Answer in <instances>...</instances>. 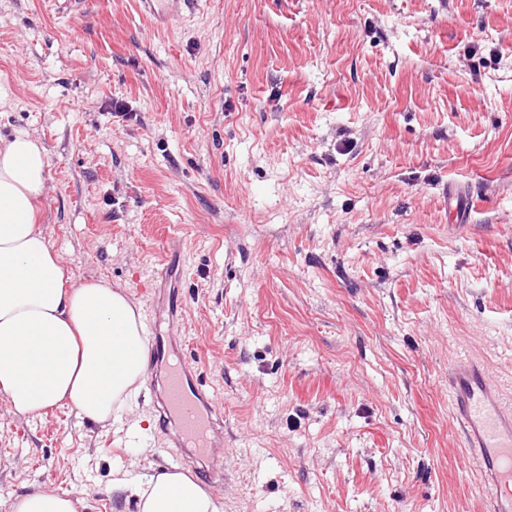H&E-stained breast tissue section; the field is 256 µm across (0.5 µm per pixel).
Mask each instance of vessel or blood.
Instances as JSON below:
<instances>
[{
  "mask_svg": "<svg viewBox=\"0 0 512 512\" xmlns=\"http://www.w3.org/2000/svg\"><path fill=\"white\" fill-rule=\"evenodd\" d=\"M151 21L161 23L199 0H139ZM177 345L170 332L149 327L144 380L154 399L156 428L181 448L180 468L195 474L212 493L224 492V415L188 360L170 363ZM452 411L489 483V512H512V401L489 385L483 370L468 360L450 370Z\"/></svg>",
  "mask_w": 512,
  "mask_h": 512,
  "instance_id": "1",
  "label": "vessel or blood"
}]
</instances>
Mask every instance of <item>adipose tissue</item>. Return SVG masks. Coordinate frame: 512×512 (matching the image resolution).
Returning <instances> with one entry per match:
<instances>
[{
  "instance_id": "1",
  "label": "adipose tissue",
  "mask_w": 512,
  "mask_h": 512,
  "mask_svg": "<svg viewBox=\"0 0 512 512\" xmlns=\"http://www.w3.org/2000/svg\"><path fill=\"white\" fill-rule=\"evenodd\" d=\"M47 176L39 139L0 140V392L20 415L65 404L107 425L143 385V315L108 284L67 282L38 227ZM117 484L138 512H222L179 472L125 476Z\"/></svg>"
}]
</instances>
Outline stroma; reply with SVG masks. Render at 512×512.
<instances>
[{"mask_svg":"<svg viewBox=\"0 0 512 512\" xmlns=\"http://www.w3.org/2000/svg\"><path fill=\"white\" fill-rule=\"evenodd\" d=\"M18 134L66 277L172 322L222 408L224 512H487L448 365L512 395V0H200L163 31L134 0H0ZM153 414L0 392V512H138L117 472L181 454ZM14 512H76L72 499L48 491L26 493L15 499Z\"/></svg>","mask_w":512,"mask_h":512,"instance_id":"obj_1","label":"stroma"}]
</instances>
